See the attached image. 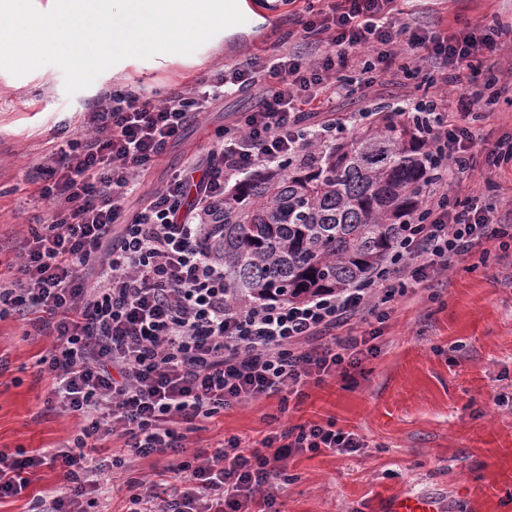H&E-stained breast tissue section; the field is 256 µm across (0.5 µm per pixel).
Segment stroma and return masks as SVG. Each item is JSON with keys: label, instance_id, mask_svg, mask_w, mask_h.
<instances>
[{"label": "stroma", "instance_id": "obj_1", "mask_svg": "<svg viewBox=\"0 0 512 512\" xmlns=\"http://www.w3.org/2000/svg\"><path fill=\"white\" fill-rule=\"evenodd\" d=\"M254 28H240L198 64L153 68L151 60L121 76L101 73L87 89L67 95L62 70L0 79V273L9 274L28 225L49 221L33 184L42 156L78 138L80 121L104 94L134 92L158 103L173 88L283 49L288 21L307 0H254ZM409 22L500 23L507 39L500 60L512 64V0H407ZM412 75L399 72L362 101H338L340 112H391L413 92ZM254 103L249 95L217 102L190 124L144 177L142 191L161 188L189 159L209 148V135ZM371 334L372 353L348 375L308 386L304 400L272 397L225 411L189 434L185 457L213 453L224 438L254 441L308 423H335L364 443L355 454L325 451L292 455L274 489L288 512H391L396 500L423 497L438 512H512V257L473 267L455 262L436 292L418 291L390 304L385 321L359 325ZM27 325L0 319V451L35 452L71 443L79 430L72 415L46 410L50 380L36 361L53 348L49 337L30 336Z\"/></svg>", "mask_w": 512, "mask_h": 512}]
</instances>
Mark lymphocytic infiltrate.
<instances>
[{
  "label": "lymphocytic infiltrate",
  "mask_w": 512,
  "mask_h": 512,
  "mask_svg": "<svg viewBox=\"0 0 512 512\" xmlns=\"http://www.w3.org/2000/svg\"><path fill=\"white\" fill-rule=\"evenodd\" d=\"M298 35L309 51L283 50L201 77L162 103L115 90L84 113L80 139L45 155L39 194L50 221L30 225L12 277H0V319L12 316L53 336L48 404L80 419L72 447L54 453L0 451V499L19 495L40 467L64 486L36 498L32 512H93L106 494L99 441L120 438L134 455H169L180 494L129 484V512H287L271 485L283 460L361 448L334 423L236 436L203 461L181 459L189 433L225 409L304 389L361 365L367 340L354 330L415 287H434L457 260L487 265L490 245L512 247V224L497 220L496 185L464 197L454 186L512 162V140L490 141L473 125L481 92L463 88L473 62L496 59L499 30L421 28L400 21L397 0H326ZM426 74L428 92L406 105L423 140L421 203L388 263L339 293L292 304H242L224 287V261L209 241L222 231L224 191L260 167L330 146L337 132L370 121L335 112V99L368 97L388 74ZM457 89L449 105V89ZM254 94L255 104L218 130L191 161L139 208L126 201L142 178L216 101Z\"/></svg>",
  "instance_id": "lymphocytic-infiltrate-1"
}]
</instances>
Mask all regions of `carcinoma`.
<instances>
[{
    "label": "carcinoma",
    "mask_w": 512,
    "mask_h": 512,
    "mask_svg": "<svg viewBox=\"0 0 512 512\" xmlns=\"http://www.w3.org/2000/svg\"><path fill=\"white\" fill-rule=\"evenodd\" d=\"M422 141L384 115L334 147L243 179L224 196V287L242 303L349 287L388 257L419 206Z\"/></svg>",
    "instance_id": "carcinoma-1"
}]
</instances>
